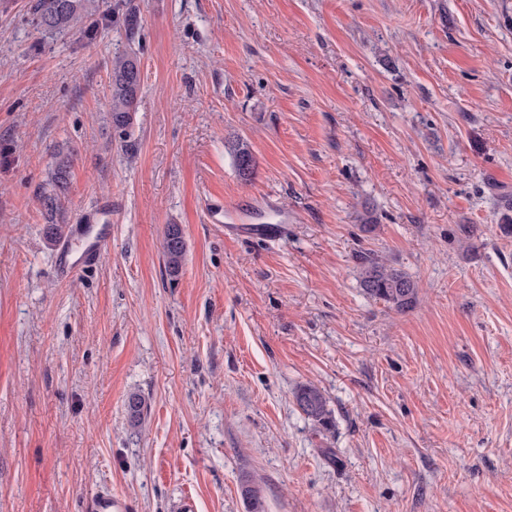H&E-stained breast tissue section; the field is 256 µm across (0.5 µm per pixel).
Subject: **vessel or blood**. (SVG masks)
Here are the masks:
<instances>
[{
    "label": "vessel or blood",
    "instance_id": "obj_1",
    "mask_svg": "<svg viewBox=\"0 0 512 512\" xmlns=\"http://www.w3.org/2000/svg\"><path fill=\"white\" fill-rule=\"evenodd\" d=\"M223 222L227 231L235 233H259L260 227L254 215L235 208L226 209ZM112 227L108 224H88L74 228L71 236L60 244L56 255V268L62 279H78L94 266L102 251L110 245Z\"/></svg>",
    "mask_w": 512,
    "mask_h": 512
}]
</instances>
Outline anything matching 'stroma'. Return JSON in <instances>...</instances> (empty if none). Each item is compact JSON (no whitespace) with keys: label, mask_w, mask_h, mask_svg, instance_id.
Masks as SVG:
<instances>
[{"label":"stroma","mask_w":512,"mask_h":512,"mask_svg":"<svg viewBox=\"0 0 512 512\" xmlns=\"http://www.w3.org/2000/svg\"><path fill=\"white\" fill-rule=\"evenodd\" d=\"M34 2L0 0V512H246V475L266 512H512V0H132V41L119 0L47 36ZM59 151L68 224L112 227L75 281L40 204ZM230 206L284 231L228 234ZM364 253L410 309L363 293ZM112 125L121 132L133 124V106L141 85V72L135 53L112 57ZM228 149L239 178L250 182L256 172V160L249 144L237 139L228 145ZM162 254L168 274L178 276L186 255V242L180 225H167L162 243ZM360 286L367 297L380 300L397 311L412 307L418 293L417 281L406 271L366 257L360 269ZM297 408L315 426L328 431L333 426L331 410L322 390L313 383L301 384L293 394Z\"/></svg>","instance_id":"1"}]
</instances>
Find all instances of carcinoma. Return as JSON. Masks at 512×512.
Returning <instances> with one entry per match:
<instances>
[{
  "mask_svg": "<svg viewBox=\"0 0 512 512\" xmlns=\"http://www.w3.org/2000/svg\"><path fill=\"white\" fill-rule=\"evenodd\" d=\"M91 5L86 0H37L34 15L37 26L45 34L78 28L88 16ZM122 22L128 39L132 40L139 29L136 9L128 4L125 13L115 16ZM112 125L126 131L133 124V106L141 85V72L136 54L117 53L112 57ZM233 165L244 182L253 179L256 160L249 144L237 139L228 145ZM72 163L71 154L59 151L54 154V168L49 182L50 190L42 196V207L47 220L46 235L55 242L66 235L67 224L61 194L67 183ZM165 269L171 276L180 273L186 255V242L180 225H167L162 243ZM360 286L367 297L380 300L390 307L404 311L415 303L418 284L406 271L387 266L375 257L362 261ZM297 408L313 424L325 431L333 426L331 410L322 390L313 383H305L293 394ZM146 409L145 399L132 393L127 400V412L133 424L141 420ZM241 495L247 512H265L260 490L251 478L245 476L240 484Z\"/></svg>",
  "mask_w": 512,
  "mask_h": 512,
  "instance_id": "cac0c4a2",
  "label": "carcinoma"
}]
</instances>
